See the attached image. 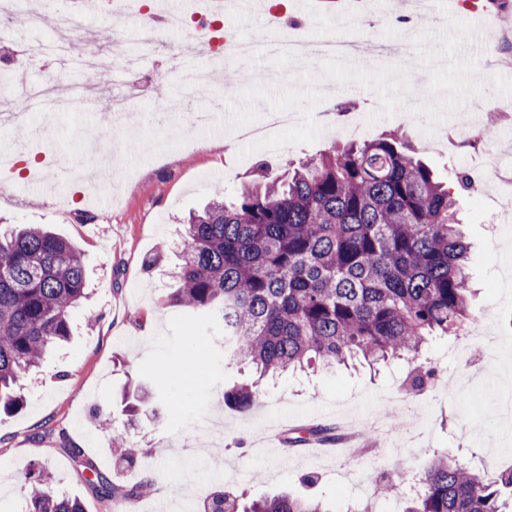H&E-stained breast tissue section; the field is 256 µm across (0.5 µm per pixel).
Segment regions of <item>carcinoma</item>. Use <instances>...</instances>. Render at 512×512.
<instances>
[{
	"label": "carcinoma",
	"mask_w": 512,
	"mask_h": 512,
	"mask_svg": "<svg viewBox=\"0 0 512 512\" xmlns=\"http://www.w3.org/2000/svg\"><path fill=\"white\" fill-rule=\"evenodd\" d=\"M470 188L463 171L439 179L399 132L303 162L281 180L259 164L232 200L220 190L190 215L168 299L193 318H214L224 359L251 366L256 385L317 363L403 358L423 387L434 377L425 346L473 319L454 196ZM85 285L75 243L37 225L0 233V409L19 407L30 373L69 340ZM256 396L236 386L224 402L244 408ZM416 487L406 512H506L512 469L490 479L435 453ZM28 512L82 508L42 472ZM240 512L324 510L283 494Z\"/></svg>",
	"instance_id": "cac0c4a2"
}]
</instances>
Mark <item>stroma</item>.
Returning <instances> with one entry per match:
<instances>
[{
	"label": "stroma",
	"instance_id": "1",
	"mask_svg": "<svg viewBox=\"0 0 512 512\" xmlns=\"http://www.w3.org/2000/svg\"><path fill=\"white\" fill-rule=\"evenodd\" d=\"M357 0H315L316 18L308 20L311 38L332 37L372 47L370 18L346 25L337 14L357 8ZM136 17L99 14L80 21L78 38L100 44L98 69L106 93L81 95L88 75L79 60L62 66L65 104H36L27 115V134L0 123V148L31 155L53 152L85 166L101 154H112L120 175L112 183L77 184L58 176L41 188L24 174L0 184V231L22 224H45L78 244L87 265L88 303L72 313L71 341L50 353L30 376L22 392L23 406L0 414V512H28L29 495L39 471L51 472L59 491L79 499L84 512H116L124 491L143 481L151 494L138 497L139 512H156L158 504L193 503V512L223 494L232 470L243 477L235 494L249 501L281 493L313 498L328 512H344L353 498L351 471L365 481L369 512H405L407 496L400 485L410 470L394 462H416L445 450L459 461L491 474L512 466V211H505L498 187L512 175V122L499 121L483 141L485 152L428 149L418 131L434 138L446 129L472 121L484 126L487 113L512 111V47L495 48L501 15L460 8L448 0L445 25L418 17L406 29H382L392 50L368 56L358 67L330 58L306 64L261 53L236 60L234 70L255 68L276 73V84L235 85L225 93L223 73L197 85L187 68L167 62L170 49L191 45L184 27H165L152 50L127 37ZM111 40H103V31ZM419 57L416 74L425 76L430 101L417 108L419 125H411L401 105L399 84L406 72L395 57L398 48ZM140 60L165 88L120 89L108 71L115 50ZM359 88V112L369 128L368 140L388 130L403 131L420 158L438 174L457 170L481 174L476 190L458 193L460 229L472 245L469 273L474 294V324L461 335L433 339L424 359L434 369L433 381L410 388L407 365L395 362L375 369L336 367L329 371L286 373L258 384L247 408L225 404L223 393L253 381L251 372L228 364L222 339L204 320L191 323L183 310L164 301L177 262L182 221L190 210L211 199L218 188H235L257 163L277 177L300 163L350 145L334 122L316 120L321 85ZM165 97L185 112L224 115L223 127L175 126L156 107ZM304 104L310 116L299 128L283 131L284 149L269 152L256 145L226 148L227 132L264 113ZM167 242L165 261L145 271L144 261L160 242ZM111 413L112 428L86 427L92 411ZM409 419L411 428L389 436L371 432L348 440L339 427L344 417L372 418L388 424L390 416ZM330 429L324 446L299 443L301 429ZM125 439L134 459L116 469L113 438ZM360 449L357 469L345 466ZM184 462L185 475L173 481V463ZM118 488L104 496L96 474ZM315 483H307L308 475ZM178 484L180 496L170 492Z\"/></svg>",
	"mask_w": 512,
	"mask_h": 512
}]
</instances>
